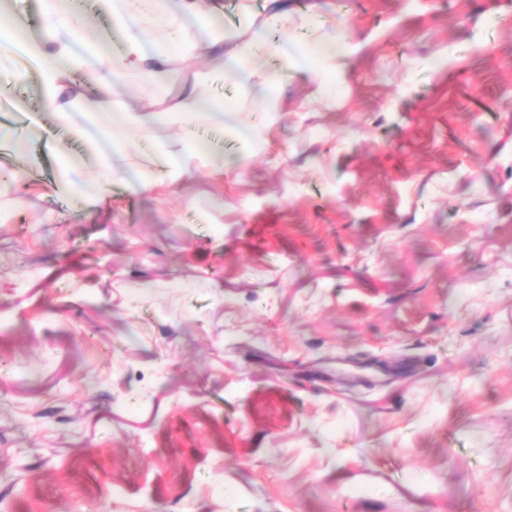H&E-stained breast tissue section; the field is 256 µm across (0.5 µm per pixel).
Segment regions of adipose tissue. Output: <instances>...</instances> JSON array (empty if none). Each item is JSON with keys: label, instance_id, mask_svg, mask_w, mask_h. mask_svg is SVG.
<instances>
[{"label": "adipose tissue", "instance_id": "adipose-tissue-1", "mask_svg": "<svg viewBox=\"0 0 512 512\" xmlns=\"http://www.w3.org/2000/svg\"><path fill=\"white\" fill-rule=\"evenodd\" d=\"M112 22L120 32V46L106 52L104 39L93 26L61 0H39L42 35H32L25 24L14 19L0 21V56L21 50L24 61L15 76L25 81L30 73L41 79L45 96L52 105L57 122L68 124L73 113L109 119L112 149L125 153L126 135L156 124H175L191 116L234 112L233 101L208 96L204 88L211 74L196 75L191 88L178 93L175 102L167 100V86L175 60H198L223 44H231L229 57L238 72L257 81L262 90V107L273 112V98L288 78L303 71L323 77L341 70L355 48L344 38L333 34H317L295 43L292 50L273 45L271 54L279 64L267 71L257 62L254 45L264 40L268 31L284 23L286 12L272 11L262 23H255L250 12H242L239 23L229 26L224 10L214 0H105ZM178 45V54H170V45ZM108 65L112 82L99 94L86 95L70 90L68 78L75 73L96 76L97 65ZM133 75L157 92L155 104L133 107L122 93V80ZM101 165L109 172L110 182L122 185L134 195H149L164 184L191 176L195 167H205L216 177L237 167L234 159L213 156L201 146L184 154H164L163 175L144 172L129 176L126 168L102 157ZM109 182V183H110Z\"/></svg>", "mask_w": 512, "mask_h": 512}]
</instances>
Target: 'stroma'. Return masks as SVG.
I'll list each match as a JSON object with an SVG mask.
<instances>
[{
	"label": "stroma",
	"mask_w": 512,
	"mask_h": 512,
	"mask_svg": "<svg viewBox=\"0 0 512 512\" xmlns=\"http://www.w3.org/2000/svg\"><path fill=\"white\" fill-rule=\"evenodd\" d=\"M359 45L288 80L263 151L156 196L0 190V512H512V0H284ZM235 122L257 89L211 84ZM214 124L128 136L160 171Z\"/></svg>",
	"instance_id": "stroma-1"
}]
</instances>
